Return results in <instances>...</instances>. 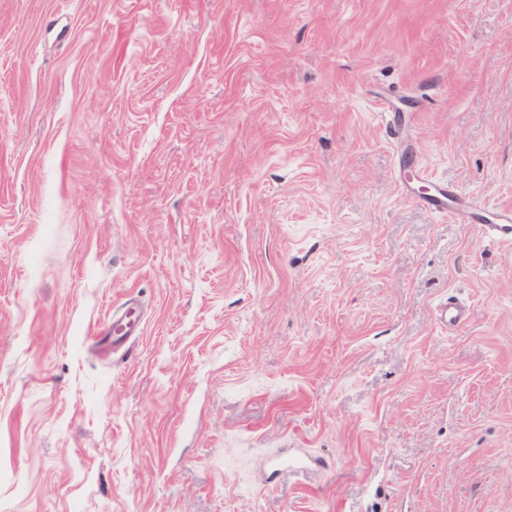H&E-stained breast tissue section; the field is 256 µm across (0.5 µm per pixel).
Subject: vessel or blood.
<instances>
[{"mask_svg": "<svg viewBox=\"0 0 512 512\" xmlns=\"http://www.w3.org/2000/svg\"><path fill=\"white\" fill-rule=\"evenodd\" d=\"M422 206L431 212L444 213L468 224H479L483 232L493 241H512V208L499 206L488 208L459 196L453 187L438 186L433 194L423 197ZM468 311L453 302L443 303L438 309V322L443 328H454L464 324Z\"/></svg>", "mask_w": 512, "mask_h": 512, "instance_id": "b4317fda", "label": "vessel or blood"}]
</instances>
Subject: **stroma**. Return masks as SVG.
Instances as JSON below:
<instances>
[{"label":"stroma","instance_id":"35a3bbf8","mask_svg":"<svg viewBox=\"0 0 512 512\" xmlns=\"http://www.w3.org/2000/svg\"><path fill=\"white\" fill-rule=\"evenodd\" d=\"M417 169L512 207V0H0V512H512V243ZM420 204L430 212L448 214L468 224H480L483 233L492 241L508 243L512 241V208L508 206L485 207L459 196L449 185H437L433 194L420 200ZM488 213L493 219L488 217ZM487 220L492 223H486ZM467 317V309L453 302H445L438 309V322L445 329L461 326Z\"/></svg>","mask_w":512,"mask_h":512}]
</instances>
